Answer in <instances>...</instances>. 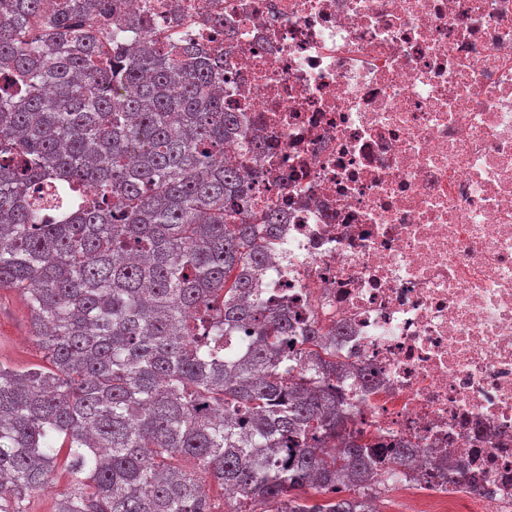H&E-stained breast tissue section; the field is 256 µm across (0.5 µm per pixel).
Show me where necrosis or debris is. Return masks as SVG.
<instances>
[{"label":"necrosis or debris","instance_id":"4bbe7bcc","mask_svg":"<svg viewBox=\"0 0 512 512\" xmlns=\"http://www.w3.org/2000/svg\"><path fill=\"white\" fill-rule=\"evenodd\" d=\"M224 57V158L281 215L257 283L335 331L404 512H512V0H125ZM266 141L264 153L250 139ZM451 454L471 487H441Z\"/></svg>","mask_w":512,"mask_h":512}]
</instances>
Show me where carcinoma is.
Wrapping results in <instances>:
<instances>
[{"instance_id":"1","label":"carcinoma","mask_w":512,"mask_h":512,"mask_svg":"<svg viewBox=\"0 0 512 512\" xmlns=\"http://www.w3.org/2000/svg\"><path fill=\"white\" fill-rule=\"evenodd\" d=\"M221 72L121 0H0V288L43 359L0 363V512L59 470L52 512H214L213 486L224 512H379L413 457L364 440L325 333L253 287L280 217L224 164Z\"/></svg>"}]
</instances>
